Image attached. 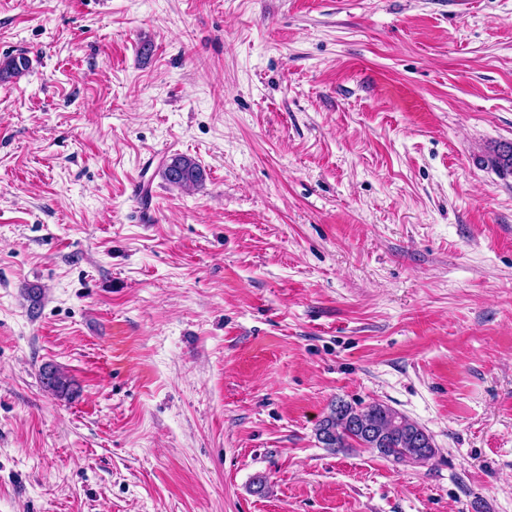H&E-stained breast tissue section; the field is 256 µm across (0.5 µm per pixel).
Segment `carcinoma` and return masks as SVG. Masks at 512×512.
Listing matches in <instances>:
<instances>
[{
    "label": "carcinoma",
    "mask_w": 512,
    "mask_h": 512,
    "mask_svg": "<svg viewBox=\"0 0 512 512\" xmlns=\"http://www.w3.org/2000/svg\"><path fill=\"white\" fill-rule=\"evenodd\" d=\"M28 68L26 56H6L0 59V81L17 79ZM489 162L501 176L512 175V147L499 146ZM162 175L169 184L181 188L198 187L204 181V171L187 155L171 157ZM41 379L44 387L59 397L72 394L71 380L58 369L42 368ZM316 434L328 448H369L397 463L427 461L436 453L431 435L422 426L379 402L362 408L343 402L331 405Z\"/></svg>",
    "instance_id": "cac0c4a2"
}]
</instances>
